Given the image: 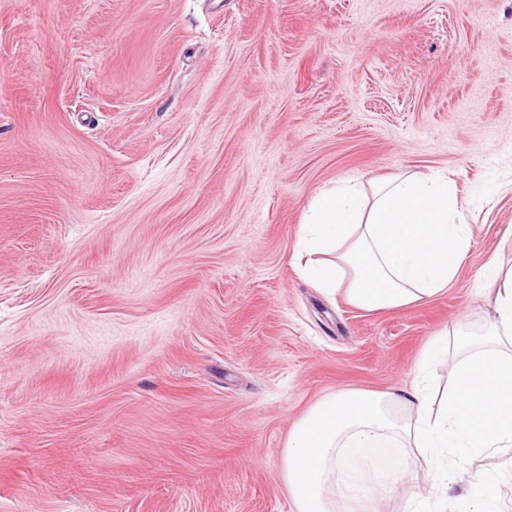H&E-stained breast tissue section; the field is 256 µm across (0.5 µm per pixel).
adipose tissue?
I'll list each match as a JSON object with an SVG mask.
<instances>
[{"label":"adipose tissue","instance_id":"ef3b65f1","mask_svg":"<svg viewBox=\"0 0 512 512\" xmlns=\"http://www.w3.org/2000/svg\"><path fill=\"white\" fill-rule=\"evenodd\" d=\"M300 242L302 275L372 311L427 302L455 279L470 246L464 208L447 176L403 174L364 192L341 180L311 202ZM480 287L496 316L481 330L460 321L454 341L435 338L409 386L344 391L313 407L289 433L283 476L295 512H336L337 500L366 512L376 488L401 482L423 462L439 491L411 512H446L448 473L470 458L512 447V267L489 260ZM447 357L449 385L432 396L426 379Z\"/></svg>","mask_w":512,"mask_h":512}]
</instances>
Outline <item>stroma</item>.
I'll list each match as a JSON object with an SVG mask.
<instances>
[{
  "label": "stroma",
  "mask_w": 512,
  "mask_h": 512,
  "mask_svg": "<svg viewBox=\"0 0 512 512\" xmlns=\"http://www.w3.org/2000/svg\"><path fill=\"white\" fill-rule=\"evenodd\" d=\"M445 173L427 303L302 277L309 203ZM512 265V0H0V512H294L293 425L407 385ZM512 512V457L457 467ZM424 465L379 500L428 495Z\"/></svg>",
  "instance_id": "35a3bbf8"
}]
</instances>
